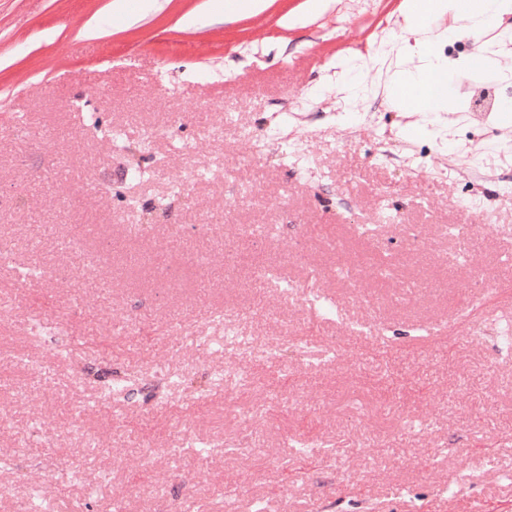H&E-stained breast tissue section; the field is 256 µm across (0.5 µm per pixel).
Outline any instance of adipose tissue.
<instances>
[{
	"label": "adipose tissue",
	"instance_id": "ef3b65f1",
	"mask_svg": "<svg viewBox=\"0 0 512 512\" xmlns=\"http://www.w3.org/2000/svg\"><path fill=\"white\" fill-rule=\"evenodd\" d=\"M454 15L464 29L483 32L500 25L503 17L512 14V0H475L466 12H459L457 0H427L424 8H409L404 16L405 31L414 41L404 44L402 69L393 73L384 87L391 107L406 108L417 104L419 111L436 114L447 111V95L433 92L435 73L441 69L440 60L428 46L434 36L431 21Z\"/></svg>",
	"mask_w": 512,
	"mask_h": 512
}]
</instances>
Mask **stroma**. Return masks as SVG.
<instances>
[{"instance_id": "stroma-1", "label": "stroma", "mask_w": 512, "mask_h": 512, "mask_svg": "<svg viewBox=\"0 0 512 512\" xmlns=\"http://www.w3.org/2000/svg\"><path fill=\"white\" fill-rule=\"evenodd\" d=\"M405 2L0 0V512L37 487L51 512H512V111L474 105L512 79L460 30L433 46L442 130L388 106ZM466 297L492 304L475 334ZM224 313L249 349L201 343ZM301 336L339 363L302 367ZM228 363L244 390L209 385ZM116 371L176 384L100 400Z\"/></svg>"}]
</instances>
